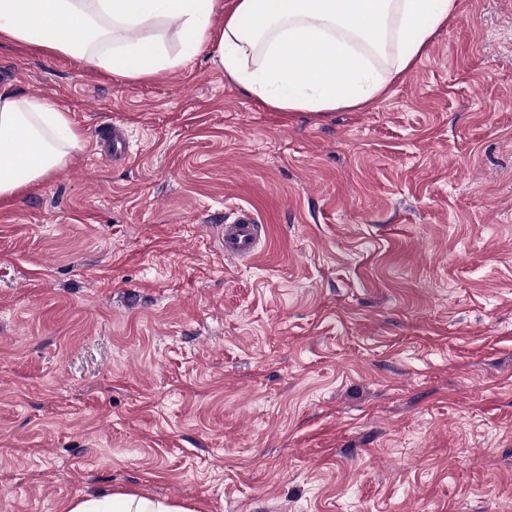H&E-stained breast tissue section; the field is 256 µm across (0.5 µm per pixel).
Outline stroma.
I'll use <instances>...</instances> for the list:
<instances>
[{"mask_svg":"<svg viewBox=\"0 0 512 512\" xmlns=\"http://www.w3.org/2000/svg\"><path fill=\"white\" fill-rule=\"evenodd\" d=\"M0 90L85 139L0 203V512H512V0H457L362 108L9 42ZM241 208L268 236L234 265ZM266 234L250 210L239 209L233 221L217 226L219 251L224 260L238 264L251 262L259 252L261 235ZM66 512H197V509L169 499L114 490L77 497L69 503Z\"/></svg>","mask_w":512,"mask_h":512,"instance_id":"35a3bbf8","label":"stroma"}]
</instances>
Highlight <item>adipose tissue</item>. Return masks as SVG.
Returning a JSON list of instances; mask_svg holds the SVG:
<instances>
[{"instance_id":"obj_1","label":"adipose tissue","mask_w":512,"mask_h":512,"mask_svg":"<svg viewBox=\"0 0 512 512\" xmlns=\"http://www.w3.org/2000/svg\"><path fill=\"white\" fill-rule=\"evenodd\" d=\"M456 10L457 0H0V40L69 55L121 80L206 52L226 78L273 109L329 112L380 97ZM171 25L180 45L173 55ZM82 147L65 112L0 91L1 200L38 185ZM67 512L196 510L114 490L77 497Z\"/></svg>"}]
</instances>
